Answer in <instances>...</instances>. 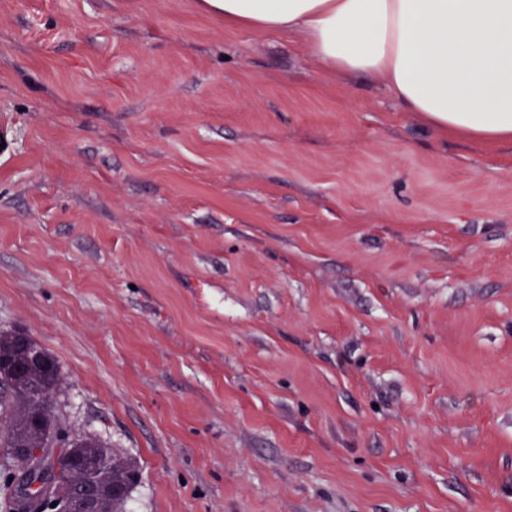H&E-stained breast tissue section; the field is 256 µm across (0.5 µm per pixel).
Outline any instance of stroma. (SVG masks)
<instances>
[{"label": "stroma", "mask_w": 512, "mask_h": 512, "mask_svg": "<svg viewBox=\"0 0 512 512\" xmlns=\"http://www.w3.org/2000/svg\"><path fill=\"white\" fill-rule=\"evenodd\" d=\"M0 331L127 512H512V145L198 0H0Z\"/></svg>", "instance_id": "obj_1"}]
</instances>
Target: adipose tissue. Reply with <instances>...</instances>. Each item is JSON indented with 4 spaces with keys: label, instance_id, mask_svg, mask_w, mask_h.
<instances>
[{
    "label": "adipose tissue",
    "instance_id": "1",
    "mask_svg": "<svg viewBox=\"0 0 512 512\" xmlns=\"http://www.w3.org/2000/svg\"><path fill=\"white\" fill-rule=\"evenodd\" d=\"M225 23L300 32L334 75L378 74L443 133L512 144V0H201Z\"/></svg>",
    "mask_w": 512,
    "mask_h": 512
}]
</instances>
